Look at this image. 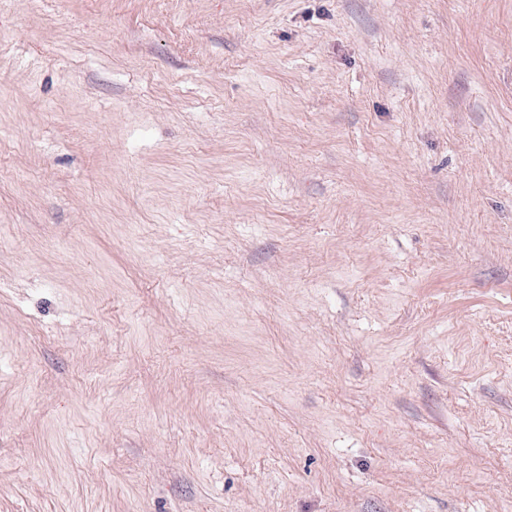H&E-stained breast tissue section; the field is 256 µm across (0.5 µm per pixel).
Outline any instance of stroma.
<instances>
[{
  "instance_id": "1",
  "label": "stroma",
  "mask_w": 512,
  "mask_h": 512,
  "mask_svg": "<svg viewBox=\"0 0 512 512\" xmlns=\"http://www.w3.org/2000/svg\"><path fill=\"white\" fill-rule=\"evenodd\" d=\"M0 512H512V0H0Z\"/></svg>"
}]
</instances>
